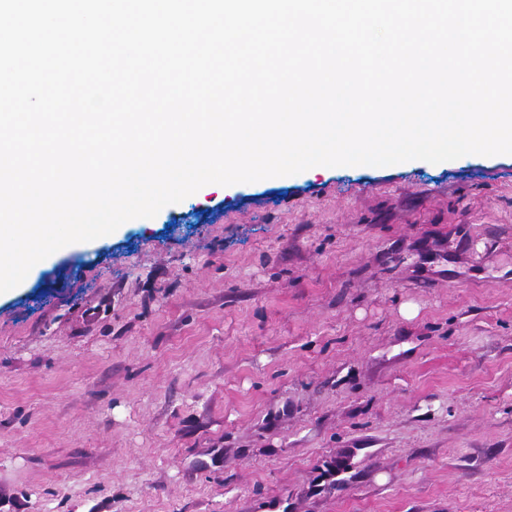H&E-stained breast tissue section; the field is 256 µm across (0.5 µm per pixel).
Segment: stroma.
I'll use <instances>...</instances> for the list:
<instances>
[{
  "label": "stroma",
  "mask_w": 512,
  "mask_h": 512,
  "mask_svg": "<svg viewBox=\"0 0 512 512\" xmlns=\"http://www.w3.org/2000/svg\"><path fill=\"white\" fill-rule=\"evenodd\" d=\"M0 512H512V155L218 186L39 267Z\"/></svg>",
  "instance_id": "stroma-1"
}]
</instances>
